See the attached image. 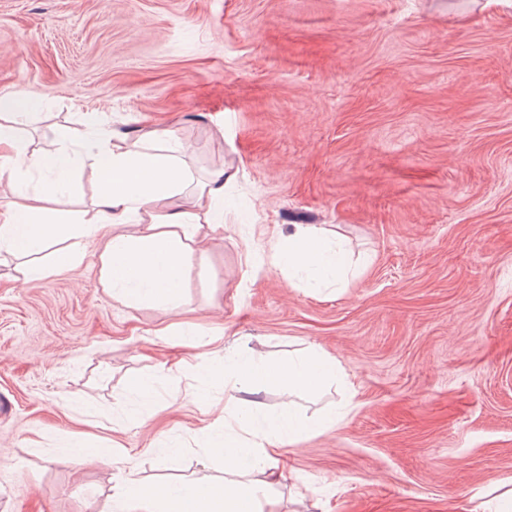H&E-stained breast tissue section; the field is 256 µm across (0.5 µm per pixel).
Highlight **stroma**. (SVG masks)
<instances>
[{
	"instance_id": "stroma-1",
	"label": "stroma",
	"mask_w": 512,
	"mask_h": 512,
	"mask_svg": "<svg viewBox=\"0 0 512 512\" xmlns=\"http://www.w3.org/2000/svg\"><path fill=\"white\" fill-rule=\"evenodd\" d=\"M16 96L40 104L17 125L33 144L94 112L112 144L167 128L193 182L238 180L176 309L0 255V512L104 505L116 470L60 458L73 433L143 480L223 479L228 403L311 426L279 449L296 481L257 476L271 512H481L512 490V0H0ZM299 224L348 251L338 283L272 266ZM230 352L341 377L231 398L197 371Z\"/></svg>"
}]
</instances>
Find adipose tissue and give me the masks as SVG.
Wrapping results in <instances>:
<instances>
[{
	"label": "adipose tissue",
	"mask_w": 512,
	"mask_h": 512,
	"mask_svg": "<svg viewBox=\"0 0 512 512\" xmlns=\"http://www.w3.org/2000/svg\"><path fill=\"white\" fill-rule=\"evenodd\" d=\"M85 131H63L43 146L32 148L19 139L12 125L0 123V175L18 176L32 171L42 176L34 191L18 193L11 208L0 212V252L28 257L49 253V261L28 266L29 280L76 270L92 257L105 288L130 301L149 300L178 307L187 257L202 250L211 233L223 228L226 188L236 173L220 169L198 184L190 196L172 210H162L163 200L183 195L190 178L184 144L173 132L161 128L152 134L145 150L110 145L97 114L84 118ZM88 156L99 184L91 216L76 219L65 187L79 156ZM136 221V235L113 234L117 224ZM74 236L93 243L91 252L58 249V241ZM272 263L293 270H308L321 278L335 276L347 265L342 250L332 249L319 231L297 226L287 245L272 248ZM206 375L223 378L225 387L242 390L253 384H276L314 391L336 374L334 362L317 355L288 362H258L253 356L231 355L223 364L205 365ZM302 428L291 411H283L266 428L254 427L233 413H225L224 429L209 445L228 470L241 462L266 471L277 465L274 437H294ZM66 458L101 461L122 470L103 512H265L270 501L261 485L185 482L146 484L138 480L126 459L109 448H89L76 441L65 445Z\"/></svg>",
	"instance_id": "ef3b65f1"
}]
</instances>
